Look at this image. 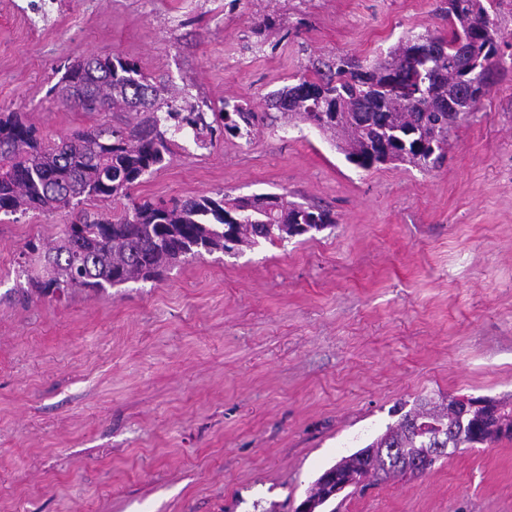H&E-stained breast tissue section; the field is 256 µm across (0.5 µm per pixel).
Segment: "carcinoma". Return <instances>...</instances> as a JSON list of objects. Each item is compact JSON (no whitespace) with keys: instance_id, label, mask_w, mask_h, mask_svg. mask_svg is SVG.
Here are the masks:
<instances>
[{"instance_id":"obj_1","label":"carcinoma","mask_w":512,"mask_h":512,"mask_svg":"<svg viewBox=\"0 0 512 512\" xmlns=\"http://www.w3.org/2000/svg\"><path fill=\"white\" fill-rule=\"evenodd\" d=\"M502 4L444 0L440 13L448 20V35L410 32L370 61L318 57L309 74L271 95L269 106L339 139L337 147L361 169L396 162L434 165L444 158L461 116L489 92L490 74L500 64L491 14ZM51 92L88 112H125L127 119L122 126L100 125L51 142L25 113L0 110V212L75 213L45 248L27 245L24 273L40 297L99 293L132 279H157L188 257L284 242L336 223L329 210L304 208L269 193L262 197L274 203L266 206L218 192L170 206L135 202L112 217L83 210L87 200L129 196L144 173L164 167L174 145L167 134L190 129L201 143L218 131L249 135L258 115L248 103L226 99L208 123L196 105L186 99L175 105L166 85L151 83L136 62L119 53L71 66ZM503 438L512 439L511 404L423 398L372 443L324 470L306 500L328 502L327 473L338 481L362 471L379 478L406 475L418 458L430 469L450 448Z\"/></svg>"}]
</instances>
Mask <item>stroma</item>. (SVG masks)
Masks as SVG:
<instances>
[{
    "mask_svg": "<svg viewBox=\"0 0 512 512\" xmlns=\"http://www.w3.org/2000/svg\"><path fill=\"white\" fill-rule=\"evenodd\" d=\"M441 0H0V110L57 139L122 114L54 97L66 67L119 53L248 136H177L133 202L273 193L336 215L107 293L27 299L23 252L71 213L0 212V512H294L317 475L430 396L512 400V0L502 67L444 159L362 170L267 108L310 59L446 33ZM325 512H512V440L419 476L368 480Z\"/></svg>",
    "mask_w": 512,
    "mask_h": 512,
    "instance_id": "35a3bbf8",
    "label": "stroma"
}]
</instances>
